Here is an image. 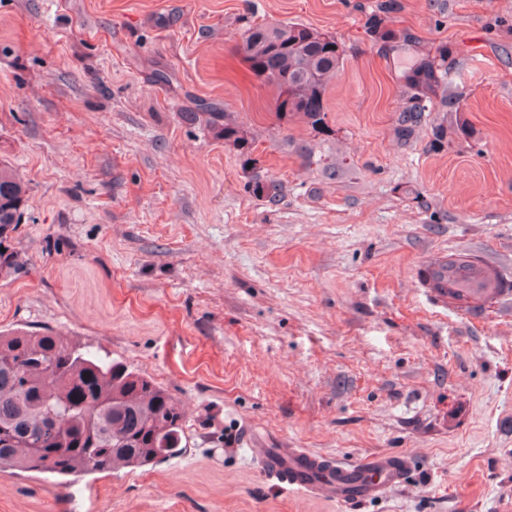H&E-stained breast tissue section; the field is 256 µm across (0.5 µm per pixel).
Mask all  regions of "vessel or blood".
Listing matches in <instances>:
<instances>
[{
	"mask_svg": "<svg viewBox=\"0 0 512 512\" xmlns=\"http://www.w3.org/2000/svg\"><path fill=\"white\" fill-rule=\"evenodd\" d=\"M241 442L267 480L326 502H366L407 480L409 463L401 455L373 453L356 460H335L303 448H269L248 434Z\"/></svg>",
	"mask_w": 512,
	"mask_h": 512,
	"instance_id": "obj_1",
	"label": "vessel or blood"
}]
</instances>
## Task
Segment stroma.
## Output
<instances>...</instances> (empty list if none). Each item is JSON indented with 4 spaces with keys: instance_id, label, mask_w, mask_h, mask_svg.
Instances as JSON below:
<instances>
[{
    "instance_id": "35a3bbf8",
    "label": "stroma",
    "mask_w": 512,
    "mask_h": 512,
    "mask_svg": "<svg viewBox=\"0 0 512 512\" xmlns=\"http://www.w3.org/2000/svg\"><path fill=\"white\" fill-rule=\"evenodd\" d=\"M377 3L0 0V159L30 186L0 330L109 352L184 405L189 435L169 462L60 487L2 473L0 512H512V292L468 313L418 281L462 253L512 282V0H402L392 17L462 66L473 134L440 152L429 126L392 134L398 72L362 28ZM251 22L342 43L330 136L276 119L241 50ZM202 104L249 128L278 204L186 120ZM247 431L413 468L381 498L328 504L232 450Z\"/></svg>"
}]
</instances>
